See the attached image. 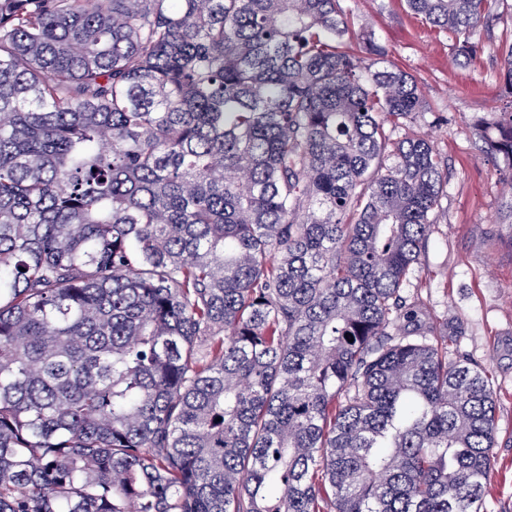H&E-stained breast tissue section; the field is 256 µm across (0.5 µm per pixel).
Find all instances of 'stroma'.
<instances>
[{
	"mask_svg": "<svg viewBox=\"0 0 512 512\" xmlns=\"http://www.w3.org/2000/svg\"><path fill=\"white\" fill-rule=\"evenodd\" d=\"M352 28L388 50L386 64L419 80L428 111L395 137L429 138L448 162L436 222L423 264L410 279L426 310L418 331L436 330L449 356L487 368L497 393L495 463L483 488L484 512H512V183L480 150L474 116L501 103L499 62L512 44V0H495L499 20L479 34L480 54L453 62V39L411 14L403 0H341ZM452 115L450 124L442 116Z\"/></svg>",
	"mask_w": 512,
	"mask_h": 512,
	"instance_id": "stroma-1",
	"label": "stroma"
}]
</instances>
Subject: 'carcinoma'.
Here are the masks:
<instances>
[{
  "instance_id": "obj_1",
  "label": "carcinoma",
  "mask_w": 512,
  "mask_h": 512,
  "mask_svg": "<svg viewBox=\"0 0 512 512\" xmlns=\"http://www.w3.org/2000/svg\"><path fill=\"white\" fill-rule=\"evenodd\" d=\"M404 3L460 66L494 22ZM358 41L340 0H0V512H481L488 371L393 331L447 167Z\"/></svg>"
}]
</instances>
